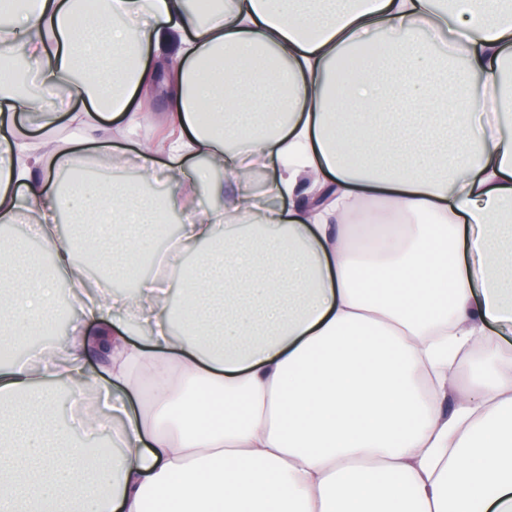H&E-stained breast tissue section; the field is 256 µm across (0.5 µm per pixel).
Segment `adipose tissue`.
<instances>
[{
    "label": "adipose tissue",
    "mask_w": 512,
    "mask_h": 512,
    "mask_svg": "<svg viewBox=\"0 0 512 512\" xmlns=\"http://www.w3.org/2000/svg\"><path fill=\"white\" fill-rule=\"evenodd\" d=\"M434 3L226 0L203 18L187 0H105L111 21L81 28L79 0H25L0 26L45 89L82 103L83 144L164 98L163 144L135 159L169 185L56 182L77 151L52 148L57 114L0 69V126L41 131L0 135V226L27 216L50 253L34 264L0 235V340L42 335L63 286L94 324L51 363L0 364V512H512V10ZM446 24L486 92L438 95L444 54L420 34ZM379 40L367 68L385 83L362 78L334 111L333 63ZM191 157L235 184L220 206L196 208ZM266 168L288 201L261 216L271 271L242 227L246 178ZM173 209L193 214L180 255L219 251L130 293L87 291L77 254L131 271L159 255ZM96 349L109 448L85 414L53 420L57 384L81 395Z\"/></svg>",
    "instance_id": "1"
}]
</instances>
